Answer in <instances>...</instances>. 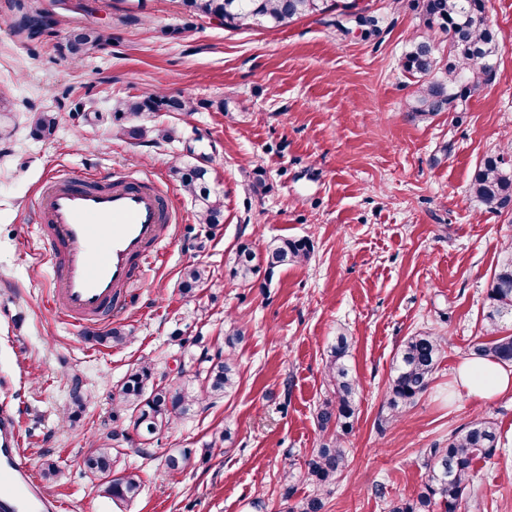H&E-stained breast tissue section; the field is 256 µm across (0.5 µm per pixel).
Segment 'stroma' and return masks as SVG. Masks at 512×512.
Segmentation results:
<instances>
[{
	"instance_id": "obj_1",
	"label": "stroma",
	"mask_w": 512,
	"mask_h": 512,
	"mask_svg": "<svg viewBox=\"0 0 512 512\" xmlns=\"http://www.w3.org/2000/svg\"><path fill=\"white\" fill-rule=\"evenodd\" d=\"M374 25L337 12L278 29L231 30L188 16L180 0H12L0 19V404L19 411L25 459L69 512H287L312 494L285 464L304 471L327 440L316 412L329 398L332 339H351L348 366L360 383V412L346 436L347 468L323 512H387L385 502L416 496L429 450L475 416L495 422L506 449L478 463L462 512H512V391L487 401L455 393L457 364L484 335L483 311L494 268L512 257V211L496 213L469 193L481 160L512 158V0H487L498 34L492 81L457 111L415 118L416 84L403 68L413 41L430 39L447 57L448 36L428 27L415 0H358ZM48 18L19 29L23 15ZM106 30L98 54L73 61V28ZM160 89L192 100L193 111L161 112L171 138L131 139L112 120L114 100ZM56 113L47 138L31 132L32 113ZM207 168L224 196V221L197 223L194 203L170 171ZM96 173L103 182L150 176L170 191L183 222L162 261L135 286V301L113 318L125 345L89 340L99 326H69L45 306L54 286L40 255L31 202L58 170ZM283 238L312 245L307 261L232 280L236 248L257 253ZM206 265L211 287L183 297L185 267ZM245 338L234 353L240 384L229 396L158 435L152 458H119L140 468L144 488L127 503L103 496L84 477L82 458L112 425V396L127 369L151 361L157 375L199 367V347L178 337L224 342L228 320ZM433 331L448 348L429 390L400 421L385 392L394 357L414 333ZM80 377L86 411L70 420L71 379ZM230 430L224 450L193 458L179 476L165 455L199 448Z\"/></svg>"
}]
</instances>
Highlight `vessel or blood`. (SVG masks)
<instances>
[{
    "instance_id": "vessel-or-blood-1",
    "label": "vessel or blood",
    "mask_w": 512,
    "mask_h": 512,
    "mask_svg": "<svg viewBox=\"0 0 512 512\" xmlns=\"http://www.w3.org/2000/svg\"><path fill=\"white\" fill-rule=\"evenodd\" d=\"M91 174L55 172L34 200L43 257L56 286L46 299L62 321L106 322L124 312L130 288L163 256L182 216L157 184L122 177L98 189ZM38 482L20 448L19 418L0 410V512H63Z\"/></svg>"
}]
</instances>
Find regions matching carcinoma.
<instances>
[{"label":"carcinoma","mask_w":512,"mask_h":512,"mask_svg":"<svg viewBox=\"0 0 512 512\" xmlns=\"http://www.w3.org/2000/svg\"><path fill=\"white\" fill-rule=\"evenodd\" d=\"M186 11L210 18L224 19V27L243 26L275 29L296 19L356 7L354 0H182ZM423 15L430 26L436 25L452 36L448 45V60L441 63L426 40L413 43L403 60V68L416 78L417 89L410 103L411 111L419 116L451 112L457 104L487 84L494 72L497 36L489 25L485 0H419ZM107 42L104 32L82 29L66 43L69 55L79 59L101 49ZM193 103L179 96L160 91L146 92L133 99L112 103V112L122 119L149 117L158 112H190ZM57 125L53 112H35L31 116V131L36 137L52 134ZM183 190L195 202L200 224H220L224 220V198L212 190L206 169L193 165L175 166ZM472 195L488 209L504 211L512 206V163L499 155L486 157L476 170L470 185ZM311 246L306 239L286 238L269 248L260 257L253 248L242 243L228 266V275L243 284L252 281L261 267L269 272L288 262H303L309 258ZM211 281L210 272L201 265L186 270L182 293L192 295ZM487 307L483 320L494 335L478 338L470 346V355L512 364V259L505 260L494 271L488 289ZM128 338L121 328L95 337L106 347L119 346ZM242 340L241 330L234 324L224 334V347L217 357H207L208 366L196 371L197 386L183 384L177 395L154 376L152 363L142 361L127 371L117 394V407L127 415L128 424L104 431L96 440V448L83 459V470L107 497L115 502L136 498L144 485L140 469L126 470L121 477L106 480L124 442L131 441L130 432L140 438L139 449L149 455L150 440L161 430L186 418L204 403L226 397L239 385V372L233 357ZM448 339L435 332H420L407 337L398 350L393 374L386 392L391 417L400 415L428 390ZM350 341L339 335L330 346L327 365L328 385L332 397L324 401L316 413L321 431H334L332 438L314 449L305 463L303 478L315 488L291 508L290 512H322L324 496L332 493L338 478L347 467L348 451L344 437L350 434L357 418L359 382L350 374L347 358ZM231 438L224 430L219 438L199 450L185 449L169 456L165 465L169 473H181L195 455L210 458L219 445ZM501 446V433L494 422L476 417L448 437L445 448L430 449L424 490L413 499H400L389 505V512H460L470 496L477 461L492 458Z\"/></svg>","instance_id":"cac0c4a2"}]
</instances>
